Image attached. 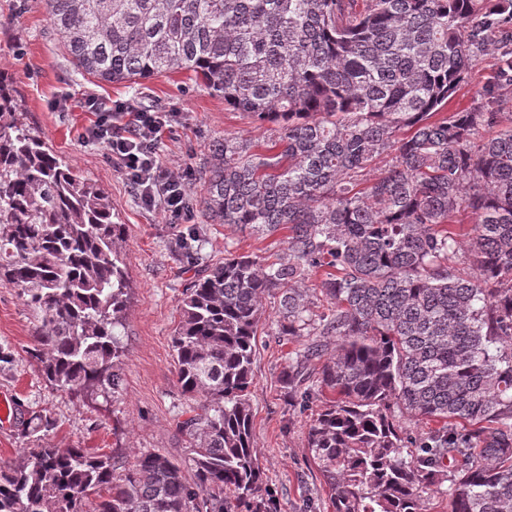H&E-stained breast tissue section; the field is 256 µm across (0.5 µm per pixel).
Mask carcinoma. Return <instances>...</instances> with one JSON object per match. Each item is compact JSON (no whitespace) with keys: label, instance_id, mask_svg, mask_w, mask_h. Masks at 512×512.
<instances>
[{"label":"carcinoma","instance_id":"carcinoma-1","mask_svg":"<svg viewBox=\"0 0 512 512\" xmlns=\"http://www.w3.org/2000/svg\"><path fill=\"white\" fill-rule=\"evenodd\" d=\"M44 4L83 73L188 72L263 129L210 145L199 204L215 224L288 235L272 260L225 252L180 300L177 381L201 401L179 423L185 457L147 452L118 475L84 448H28L0 468V512H278L250 399L270 293L279 335L307 338L283 377L322 399L307 444L333 512H431L444 493L446 512H512V99L445 111L480 53L512 83V0ZM114 218L0 73V282L32 312L41 375L76 395L123 382ZM405 417L428 430L403 433Z\"/></svg>","mask_w":512,"mask_h":512}]
</instances>
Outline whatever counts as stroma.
Returning <instances> with one entry per match:
<instances>
[{"label":"stroma","mask_w":512,"mask_h":512,"mask_svg":"<svg viewBox=\"0 0 512 512\" xmlns=\"http://www.w3.org/2000/svg\"><path fill=\"white\" fill-rule=\"evenodd\" d=\"M498 65L495 54L480 55L449 99V110L474 104ZM0 71L16 82L24 123L54 153L105 189L113 213L127 229L121 256L130 287L123 385L112 396L91 400L56 390L43 379L28 354L33 317L18 290L0 284V349L12 355L11 363L0 368V398L14 403L19 414L0 422V466L18 465L34 444L106 453L120 467L149 451L182 456L185 442L178 425L189 417L194 402L183 395L172 358L179 301L193 280L223 262L225 251L268 256L280 252L282 238H261L234 224L210 223L197 206L191 209V222L180 224L142 209L132 186L103 150L83 141L93 119L83 103L93 96L110 106L142 102L171 113L158 153L169 167L188 171L192 197L203 193L202 172L214 140L227 133L258 138L262 132L185 72L134 83L102 82L81 73L56 35L44 0H0ZM193 230L197 238L183 244V236ZM278 306L276 297H265L252 389L254 448L278 512H333L307 452L308 427L320 403L302 406L288 398L283 372L289 354L302 344L276 335ZM35 415L52 422L36 443L25 437L19 423Z\"/></svg>","instance_id":"stroma-1"}]
</instances>
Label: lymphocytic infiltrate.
Segmentation results:
<instances>
[{
    "instance_id": "obj_1",
    "label": "lymphocytic infiltrate",
    "mask_w": 512,
    "mask_h": 512,
    "mask_svg": "<svg viewBox=\"0 0 512 512\" xmlns=\"http://www.w3.org/2000/svg\"><path fill=\"white\" fill-rule=\"evenodd\" d=\"M85 105L95 119L85 130L84 142L105 150L146 209L184 220L189 214L187 176L166 166L157 151L170 113L123 104L109 107L92 96L86 98Z\"/></svg>"
}]
</instances>
